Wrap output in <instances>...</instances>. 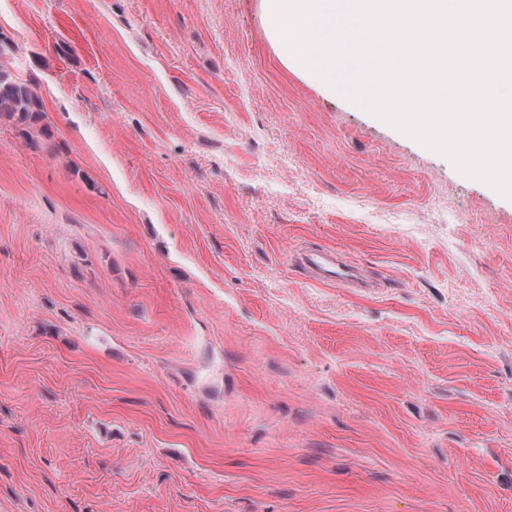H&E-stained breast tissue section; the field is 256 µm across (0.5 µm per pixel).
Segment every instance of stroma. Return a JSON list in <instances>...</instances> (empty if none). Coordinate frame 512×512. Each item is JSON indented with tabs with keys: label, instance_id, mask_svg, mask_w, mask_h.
<instances>
[{
	"label": "stroma",
	"instance_id": "1",
	"mask_svg": "<svg viewBox=\"0 0 512 512\" xmlns=\"http://www.w3.org/2000/svg\"><path fill=\"white\" fill-rule=\"evenodd\" d=\"M0 37L55 133L0 123V512H512V200L264 0H0ZM302 263L319 280L329 283H346L355 277V270L336 257V252L313 249L303 253Z\"/></svg>",
	"mask_w": 512,
	"mask_h": 512
}]
</instances>
